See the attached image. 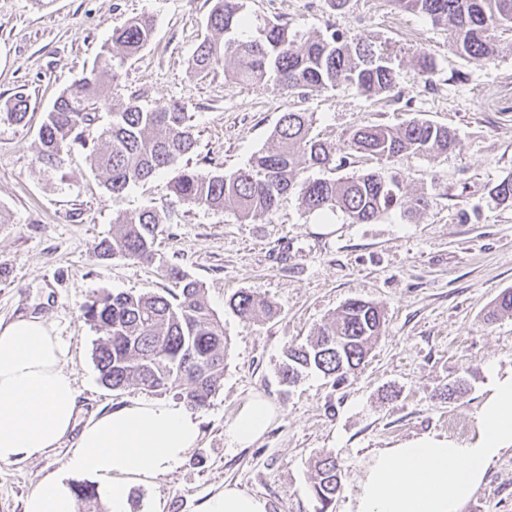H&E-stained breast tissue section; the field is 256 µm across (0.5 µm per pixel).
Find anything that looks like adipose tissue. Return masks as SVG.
<instances>
[{
  "instance_id": "ef3b65f1",
  "label": "adipose tissue",
  "mask_w": 512,
  "mask_h": 512,
  "mask_svg": "<svg viewBox=\"0 0 512 512\" xmlns=\"http://www.w3.org/2000/svg\"><path fill=\"white\" fill-rule=\"evenodd\" d=\"M66 350L51 325L30 315L0 324V462L32 459L72 441L63 474L27 497L25 512H75L71 477L95 478L109 512H129L130 484L165 474L201 439L200 421L183 406L134 399L80 422ZM275 415L262 395L234 416L228 437L248 445ZM512 449V371L493 374L475 443L425 436L373 454L351 512H462L489 464ZM201 512H268L265 499L225 485Z\"/></svg>"
}]
</instances>
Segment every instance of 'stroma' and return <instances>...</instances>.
Instances as JSON below:
<instances>
[{"mask_svg": "<svg viewBox=\"0 0 512 512\" xmlns=\"http://www.w3.org/2000/svg\"><path fill=\"white\" fill-rule=\"evenodd\" d=\"M213 0H0V107L23 95L27 121L0 119V321L28 315L50 323L67 350L84 415L132 399H152L135 386L110 390L92 353L96 329L82 314L92 293H160L169 282L161 265L199 281L224 326V374L209 407L197 416L202 438L172 471L132 487V512H200L225 484L259 495L269 512H316L314 462L336 456L342 491L333 512H350L357 484L381 448L429 435L475 442L492 373L512 371V316L486 313L512 289V204L489 191L512 174V32L493 62L464 60L445 28L395 9L390 0H246L250 15L286 22L310 36L326 25L387 47L395 57L399 101L376 100L340 86L301 97L273 83L225 78L223 67L196 73L190 58L207 33ZM154 19L152 41L125 59L109 88L113 104L134 97L150 108L184 102L192 114L189 167L227 174L246 167L272 143L281 116L308 112L314 131L336 149L362 125L396 126L420 118L453 130L457 146L430 159L402 155L388 169L408 196L427 194L426 210L393 208L369 224L344 214L308 213L297 193L256 222L241 220L233 203L220 209L171 206V171L109 192L89 160L112 114L70 142L61 168L37 160L43 117L59 94L94 63L113 29L141 15ZM435 62L430 79L415 51ZM144 209L175 210L155 243V263L120 256L100 259L114 220ZM269 299L275 313L246 318L229 305L239 291ZM380 306L385 328L361 369L343 386L320 373L283 383L290 344L305 342L345 302ZM465 379L452 400L441 389ZM278 410L265 434L240 447L226 430L253 395ZM70 443L36 459L0 463V512H23L28 494L62 473ZM462 512H512V451L492 462Z\"/></svg>", "mask_w": 512, "mask_h": 512, "instance_id": "1", "label": "stroma"}]
</instances>
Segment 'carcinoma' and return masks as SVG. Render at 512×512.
<instances>
[{
    "instance_id": "1",
    "label": "carcinoma",
    "mask_w": 512,
    "mask_h": 512,
    "mask_svg": "<svg viewBox=\"0 0 512 512\" xmlns=\"http://www.w3.org/2000/svg\"><path fill=\"white\" fill-rule=\"evenodd\" d=\"M398 9L422 14L449 32L450 43L461 59L492 62L500 52L498 33L512 32V0H390ZM209 31L193 51L191 68L208 73L231 59L230 77L240 82L275 80L277 89L306 96L313 92L353 86L369 96H389L397 74L388 50L359 38H348L332 27L314 37L290 32L288 24L256 22L245 13L244 0H213L206 19ZM148 17L128 21L112 31L89 74L72 84L54 101L39 129L38 161L55 168L64 161V148L76 132L91 125L96 112L108 106L106 81L114 80L122 62L139 52L153 35ZM5 118L25 122L24 96L3 108ZM187 106L173 101L160 109L132 99L112 110L90 152L91 166L106 174V187L120 193L136 182L173 166L195 146ZM455 133L428 120L410 119L398 126L361 125L348 138L346 155L313 134L312 115L286 112L280 118L274 142L257 154L245 169L223 175L185 168L166 185L174 202L215 209L231 201L244 221L274 213L281 198L296 189L302 205L319 214H345L355 224H368L401 204L402 181L385 168L346 178L300 180L301 168L336 170L350 158L371 157L387 163L412 153L437 157L455 148ZM500 203H512V175L489 191ZM171 212L153 210L118 217L112 237L100 244L98 256H115L152 263L154 244ZM163 276L173 287L162 293L101 292L83 306L86 319L103 335L93 359L103 385L112 390L131 385L145 390L173 392L194 409L210 405L224 372L227 340L221 322L210 310L204 288L174 266ZM229 304L244 317L269 315L272 306L250 291L234 294ZM512 316V289L502 291L486 319ZM385 324L383 310L369 302L350 300L321 324L306 344L290 345L281 369L282 380L293 383L305 370L336 381L364 362ZM312 491L329 512L341 488L336 457L325 454L314 464Z\"/></svg>"
}]
</instances>
